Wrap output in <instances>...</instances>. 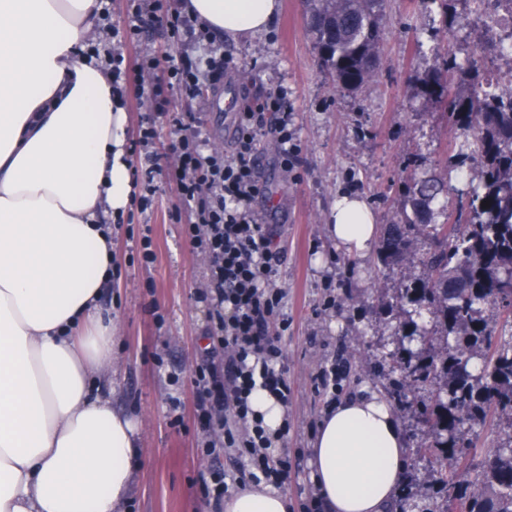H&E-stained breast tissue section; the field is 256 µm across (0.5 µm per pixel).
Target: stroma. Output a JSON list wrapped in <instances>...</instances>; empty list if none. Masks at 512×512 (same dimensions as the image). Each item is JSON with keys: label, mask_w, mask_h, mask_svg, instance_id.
Returning a JSON list of instances; mask_svg holds the SVG:
<instances>
[{"label": "stroma", "mask_w": 512, "mask_h": 512, "mask_svg": "<svg viewBox=\"0 0 512 512\" xmlns=\"http://www.w3.org/2000/svg\"><path fill=\"white\" fill-rule=\"evenodd\" d=\"M386 15L380 65L355 93L336 88L323 72L304 0H281L269 32L247 43L217 36L199 43L185 33L174 39L157 23L146 25L136 41L112 38L130 63L144 54L163 64L181 55L204 58L214 49L234 59L238 68L225 74L223 84L203 81L195 93L171 92L179 110L197 114L211 150L231 146L232 122L221 108L225 85L249 86L258 99L275 87L288 89L297 152L289 167H281L270 133L277 119L266 117L257 158L264 192L253 209L276 229L273 283L285 294L284 319L270 332L279 338L289 388L281 446L290 473L281 492L291 512H303L316 493L309 448L326 410L362 386L386 388L380 361L404 348L394 334L400 314L382 313L376 301L377 288L394 291L398 277L378 279L376 254L359 258L336 248L328 233L331 208L338 197L357 194L369 202L377 225L395 221L407 160L421 155L423 173L437 174L462 139L443 107L424 92L438 51L449 48L460 60L486 56L474 35L482 18L470 0H456L455 15L447 20L435 0H387ZM486 58L487 68H494L496 57ZM157 127L161 167L154 173V203L144 212L129 206L131 223L113 224L116 275L105 297L121 317L116 400L144 422L136 489L126 512H200L203 485L214 473H225L233 491L250 478L233 450L204 451L208 437L191 376L210 343L209 307L195 297L207 281L208 260L183 233L191 215L176 210L175 137L165 121ZM146 235L155 253L150 263L142 259ZM330 366L341 373L332 395L317 380ZM460 432L469 445L472 477L489 455L512 446V432L492 416L464 423Z\"/></svg>", "instance_id": "stroma-1"}]
</instances>
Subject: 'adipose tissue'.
<instances>
[{
  "instance_id": "obj_1",
  "label": "adipose tissue",
  "mask_w": 512,
  "mask_h": 512,
  "mask_svg": "<svg viewBox=\"0 0 512 512\" xmlns=\"http://www.w3.org/2000/svg\"><path fill=\"white\" fill-rule=\"evenodd\" d=\"M239 42L268 32L279 0H185ZM98 0H0V512H123L136 488L143 421L109 388L120 316L111 222L131 196L127 114L92 47ZM330 235L367 256L364 198L337 200ZM309 465L324 512H387L406 467L403 430L370 387L318 425ZM223 512H289L252 484Z\"/></svg>"
}]
</instances>
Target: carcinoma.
<instances>
[{"label": "carcinoma", "instance_id": "cac0c4a2", "mask_svg": "<svg viewBox=\"0 0 512 512\" xmlns=\"http://www.w3.org/2000/svg\"><path fill=\"white\" fill-rule=\"evenodd\" d=\"M385 0H306L308 31L336 85L355 92L370 82L384 39ZM478 60L442 57L425 81L426 94L450 106V118L469 139L445 175L468 168L473 184L456 222L439 203L444 178L418 177L404 185L399 219L386 225L379 246L387 278L401 285L386 300L404 320L395 335L417 338L408 357L383 358L394 374L388 395L431 436L414 453L432 463L429 476L442 500L440 512H512V447L499 448L475 478L466 468L459 427L497 415L512 430V99L479 85ZM489 205H484V202ZM421 268L413 275L410 269ZM508 309L511 331L495 336L483 312L488 304ZM432 315L431 324L414 317ZM433 388L420 399L417 392Z\"/></svg>", "mask_w": 512, "mask_h": 512}]
</instances>
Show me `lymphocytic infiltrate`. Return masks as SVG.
<instances>
[{
    "mask_svg": "<svg viewBox=\"0 0 512 512\" xmlns=\"http://www.w3.org/2000/svg\"><path fill=\"white\" fill-rule=\"evenodd\" d=\"M149 20L167 26L175 35L190 28L181 13L165 10L163 0H129L124 21L127 37H138ZM108 61L113 95L144 99L154 115L153 120L140 125L135 142L148 172L140 185L139 208L151 206L155 194L151 174L159 160L153 149L158 135L154 119L159 116L166 118L177 136L180 199L193 215L184 233L209 260L207 286L198 291L197 297L210 308L208 333L212 344L193 375L199 417L215 435L206 451L212 454L221 446L237 449L251 481L284 485L288 459L269 454V435L261 419L253 417L248 399L258 386L280 399L288 397L282 350L268 332L269 324L281 315L283 300L281 291L272 286L275 234L270 225L258 221L252 208L263 190L256 154L266 113L279 116L274 133L281 160H289L293 153L294 131L283 115L288 92L276 88L260 105L243 104L233 115L230 153H208L203 149L194 115L178 111L169 90L178 87L193 92L204 73L212 83H220L232 70V59L211 56L200 62L188 56L175 58L169 63L164 82L150 84L144 77L157 68L155 58L145 56L130 66L122 53L112 49ZM219 357L224 360L220 368L214 365ZM228 407L238 422H245V432H238L236 424L225 420Z\"/></svg>",
    "mask_w": 512,
    "mask_h": 512,
    "instance_id": "1",
    "label": "lymphocytic infiltrate"
}]
</instances>
